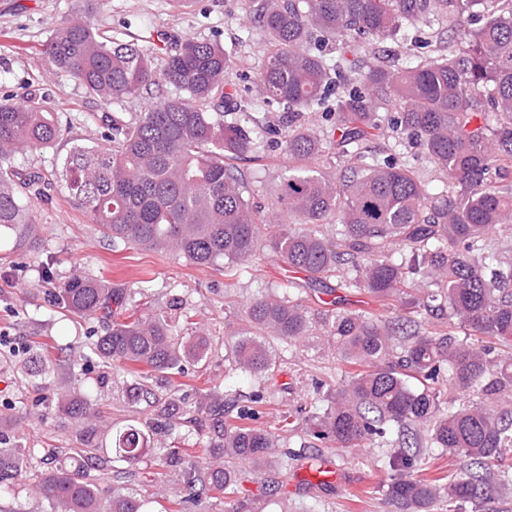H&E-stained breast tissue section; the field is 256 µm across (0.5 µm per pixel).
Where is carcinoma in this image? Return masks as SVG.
Returning <instances> with one entry per match:
<instances>
[{
  "mask_svg": "<svg viewBox=\"0 0 512 512\" xmlns=\"http://www.w3.org/2000/svg\"><path fill=\"white\" fill-rule=\"evenodd\" d=\"M108 0H87L52 28L43 54L56 73L83 87L101 109V147L74 148L62 170L20 168L19 156L42 152L71 126L34 91L22 104L0 101V239L35 223V204L60 191L102 234L138 248L209 266L224 260L235 274L266 239L289 270L312 283L342 270L339 287L399 308L394 317L327 310L312 323L289 293L246 305L250 330L224 341L231 372H248L260 389L241 404L219 386L194 402L160 397L153 379L189 375L212 356L205 334L185 336L192 312L180 298L149 305L148 289L112 288L76 274L47 293L75 318L99 320L105 332L87 345L96 359L131 378L125 398L146 403L151 421L114 427L92 410L90 392L55 394L70 429L69 448H32L0 430V496L35 473L30 493L49 512H149L126 485L103 484L116 463L148 459L171 478L153 496L163 512H194L219 502L241 512L243 482L278 458V474L300 455L294 438L342 448H386L380 485L401 512H482L512 489V242L489 235L512 224V0H263L259 27L272 45L255 82L266 98L294 111L322 104L350 82L342 61L329 63L314 33L365 49L377 39L407 46L404 22L448 15V46H434L416 66L365 65L360 85L336 93L330 129L290 120L286 147L294 164L279 209L267 221L245 198L235 162L247 158L253 132L224 121L235 104L224 90L230 59L217 42L157 35L149 48L104 38L92 20ZM164 56L162 67L154 55ZM160 85L181 94L147 106L124 124L114 106ZM397 102L387 125L395 140L414 137L448 187L431 193L395 155L372 150L376 114ZM336 145L349 175L339 181L313 165ZM427 315L448 326L424 327ZM463 335H458L456 329ZM323 337L348 368L347 383L313 385L309 402L284 411L274 428L260 423L275 394L270 383L284 353ZM52 360L37 349L16 375L44 377ZM206 419L214 442L196 454L172 435L177 420ZM465 463V476L439 461Z\"/></svg>",
  "mask_w": 512,
  "mask_h": 512,
  "instance_id": "1",
  "label": "carcinoma"
}]
</instances>
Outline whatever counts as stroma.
Here are the masks:
<instances>
[{"mask_svg":"<svg viewBox=\"0 0 512 512\" xmlns=\"http://www.w3.org/2000/svg\"><path fill=\"white\" fill-rule=\"evenodd\" d=\"M261 2L190 0L180 6L175 0H109L107 10L96 14L94 21L107 36L123 43L142 46L165 33L210 39L224 47L231 60L229 85L240 94L231 118L260 133L254 142L253 160L240 162L238 168L251 203L267 213L279 195L290 160L284 145L272 142L269 136L273 129L287 134L288 108L267 101L255 84V76L271 51L258 23ZM79 5V0H0V97L31 87L52 99L73 122L68 137L54 148L17 158V166L58 167L73 146L92 148L99 143V108L80 85L55 75L42 54V45L58 18ZM324 53L328 62L342 55L352 64L365 59L388 64L398 56L414 65L422 55L417 46L397 53L389 40L376 41L369 53L352 46L339 47L331 40ZM47 265L58 284L82 272L119 288L147 287L159 307L172 297H180L195 311L198 328L219 339L245 329L246 304L267 293L295 291L309 301L310 312L319 310L308 281L290 272L271 251L257 252L235 276L228 277L220 266H197L175 254L112 243L62 197L37 204L34 223L0 242V362L5 359L4 347L25 348L34 341L57 343L66 353L49 377L17 379L0 389V429L23 434L38 448L47 442L60 448L70 446V433L61 424L52 396L74 385L91 392L95 409L105 421L122 426L132 419L143 423L149 418L146 405L132 406L124 400L121 387L126 374L110 367L94 366L83 372L71 366L70 354L85 351L88 331L101 330L102 325L95 320L67 318L46 305L45 294L53 283L42 277ZM318 379L328 380L336 388L345 384L347 375L334 352L312 343L299 349L287 371L277 374L280 389L266 411L265 424L275 426L282 411L303 403ZM222 384L244 399L258 388L257 379L247 374L225 379L224 353L220 350L200 377L162 378L153 388L165 394L186 385L204 389ZM39 394L47 396L46 405L29 413L4 407L5 401ZM322 454L339 469L331 487L316 493L309 490L305 484L309 472L301 460L278 491L266 492L260 482H246V498L253 512H309L314 500L319 503L316 512H396L384 498L366 495L369 486L387 477L377 466L380 449L326 448Z\"/></svg>","mask_w":512,"mask_h":512,"instance_id":"stroma-1","label":"stroma"}]
</instances>
